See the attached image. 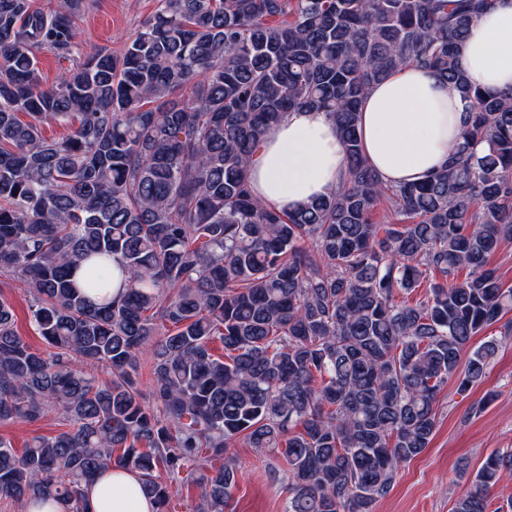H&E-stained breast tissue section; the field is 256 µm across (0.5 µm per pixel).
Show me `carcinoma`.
Masks as SVG:
<instances>
[{
  "label": "carcinoma",
  "mask_w": 512,
  "mask_h": 512,
  "mask_svg": "<svg viewBox=\"0 0 512 512\" xmlns=\"http://www.w3.org/2000/svg\"><path fill=\"white\" fill-rule=\"evenodd\" d=\"M89 2L0 0V282L26 288L45 343L0 297V423L70 426L20 452L0 437V497L85 512L115 465L157 512L184 475L193 512H226L240 446L283 459L288 512H372L428 448L443 387L481 383L497 343L461 370L464 350L512 311L486 267L512 244V93H483L458 52L493 0H154L118 54L78 42ZM45 50L71 62L50 85ZM410 63L468 101L466 129L426 181L388 186L358 106ZM297 108L331 115L348 165L288 212L247 172ZM383 204L390 224L373 221ZM78 269L124 296L91 302ZM511 475L512 450L489 455L453 512H489Z\"/></svg>",
  "instance_id": "obj_1"
}]
</instances>
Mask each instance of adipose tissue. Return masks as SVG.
<instances>
[{
  "label": "adipose tissue",
  "mask_w": 512,
  "mask_h": 512,
  "mask_svg": "<svg viewBox=\"0 0 512 512\" xmlns=\"http://www.w3.org/2000/svg\"><path fill=\"white\" fill-rule=\"evenodd\" d=\"M464 69L483 92H512V0H496L460 46ZM464 106L431 69L405 66L375 84L360 109L363 152L379 179L420 182L448 162L464 132ZM346 155L336 127L321 111H292L272 128L249 167L255 196L293 210L342 184ZM87 512H156L137 472L106 469L88 490Z\"/></svg>",
  "instance_id": "ef3b65f1"
}]
</instances>
